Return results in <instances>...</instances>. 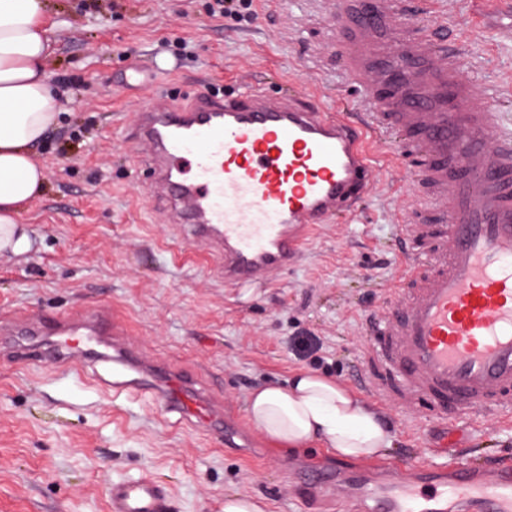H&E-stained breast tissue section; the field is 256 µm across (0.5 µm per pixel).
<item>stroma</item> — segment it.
I'll return each instance as SVG.
<instances>
[{
  "label": "stroma",
  "mask_w": 512,
  "mask_h": 512,
  "mask_svg": "<svg viewBox=\"0 0 512 512\" xmlns=\"http://www.w3.org/2000/svg\"><path fill=\"white\" fill-rule=\"evenodd\" d=\"M54 27L51 78L63 111L33 149L43 193L23 220L32 247L0 256V317L112 310L152 360L203 385L219 409L247 419L251 390L312 368L357 389L369 337L362 324L399 270L400 225L419 200L403 170L377 165L352 218L323 225L295 267L272 286L242 291L205 267L208 249L171 228L131 135L150 70L169 44L190 53L169 85L173 101L213 84L262 85L314 95L358 120L365 93L343 71L330 10L336 0H255L239 22L213 18L210 0H45ZM469 34L464 64L500 95L512 130V0H460L448 36ZM371 404L394 433L381 460L428 467L486 465L512 456V417L441 423L384 397ZM232 450L145 396L105 391L90 372L0 357V512H107L106 489L145 473L170 488L168 512H223L224 497L257 498L267 512H351L342 489L302 494L258 431Z\"/></svg>",
  "instance_id": "1"
}]
</instances>
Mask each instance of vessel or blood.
Listing matches in <instances>:
<instances>
[{"label":"vessel or blood","instance_id":"obj_1","mask_svg":"<svg viewBox=\"0 0 512 512\" xmlns=\"http://www.w3.org/2000/svg\"><path fill=\"white\" fill-rule=\"evenodd\" d=\"M348 77L370 109L349 121L295 93L249 86L170 103L165 57L136 114L149 177L173 223L207 242L225 284L276 281L333 215L355 213L373 169L369 135L392 133L390 163L410 170L422 217L401 227L400 275L367 322L364 389L396 385L402 405L436 418L512 414V133L501 107L479 104L460 42L438 35L431 0H336L333 17ZM16 356L56 368L106 365L99 386L136 393L236 446L242 429L211 396L164 365L139 360L107 309L0 320ZM343 486L365 512H512V463L474 468L404 464L312 470L313 496ZM108 512H167L150 477L111 483Z\"/></svg>","mask_w":512,"mask_h":512}]
</instances>
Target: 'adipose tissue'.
Listing matches in <instances>:
<instances>
[{
  "mask_svg": "<svg viewBox=\"0 0 512 512\" xmlns=\"http://www.w3.org/2000/svg\"><path fill=\"white\" fill-rule=\"evenodd\" d=\"M43 0H0V254H21L30 238L25 207L41 192L42 167L31 147L56 123L64 92L50 82L51 28ZM248 418L270 444L294 452L316 444L333 455L365 458L389 448L380 414L343 385L315 372L288 385L252 391Z\"/></svg>",
  "mask_w": 512,
  "mask_h": 512,
  "instance_id": "adipose-tissue-1",
  "label": "adipose tissue"
}]
</instances>
